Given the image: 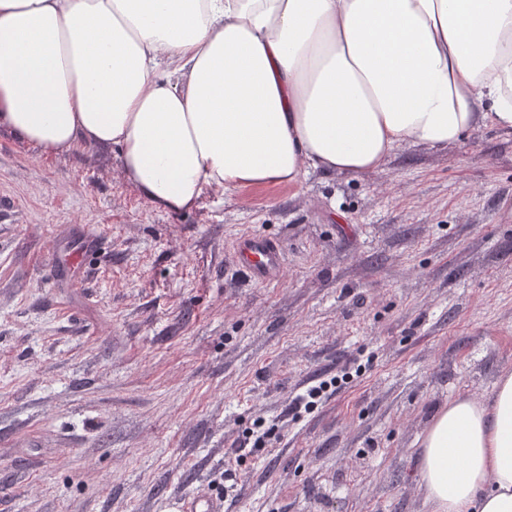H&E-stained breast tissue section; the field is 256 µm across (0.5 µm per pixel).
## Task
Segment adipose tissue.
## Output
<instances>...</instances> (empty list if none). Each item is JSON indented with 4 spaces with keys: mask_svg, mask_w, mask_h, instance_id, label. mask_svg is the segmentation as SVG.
<instances>
[{
    "mask_svg": "<svg viewBox=\"0 0 512 512\" xmlns=\"http://www.w3.org/2000/svg\"><path fill=\"white\" fill-rule=\"evenodd\" d=\"M0 125L117 148L173 211L363 175L406 142L512 132V0H0ZM418 470L429 512H512V373L439 411Z\"/></svg>",
    "mask_w": 512,
    "mask_h": 512,
    "instance_id": "obj_1",
    "label": "adipose tissue"
}]
</instances>
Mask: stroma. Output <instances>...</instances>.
<instances>
[{"label": "stroma", "mask_w": 512, "mask_h": 512, "mask_svg": "<svg viewBox=\"0 0 512 512\" xmlns=\"http://www.w3.org/2000/svg\"><path fill=\"white\" fill-rule=\"evenodd\" d=\"M76 225L103 248L74 288L46 267ZM246 233L282 246L279 280L238 270ZM507 373L511 132L173 212L118 149L47 155L0 127V512H178L229 476L228 512H427V427ZM259 419L272 435L238 465ZM348 379H350V374L345 373L342 375L341 379H338L336 377V379H331L329 382L321 381L318 386H314L308 390L305 398L306 401L299 400L294 403V411L296 412L298 409L301 410L302 407L304 408L305 411L312 410L313 408H315L317 402L327 392L329 387L331 388L332 385H336L337 388V385L340 382H345V380Z\"/></svg>", "instance_id": "35a3bbf8"}]
</instances>
